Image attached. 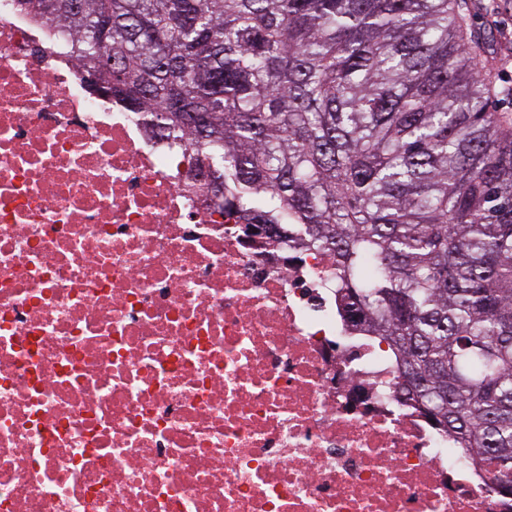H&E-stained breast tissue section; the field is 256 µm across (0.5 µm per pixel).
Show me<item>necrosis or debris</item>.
<instances>
[{
  "instance_id": "obj_1",
  "label": "necrosis or debris",
  "mask_w": 512,
  "mask_h": 512,
  "mask_svg": "<svg viewBox=\"0 0 512 512\" xmlns=\"http://www.w3.org/2000/svg\"><path fill=\"white\" fill-rule=\"evenodd\" d=\"M0 0V512H512L341 315L333 256Z\"/></svg>"
}]
</instances>
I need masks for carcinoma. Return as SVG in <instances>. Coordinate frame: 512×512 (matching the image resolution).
I'll use <instances>...</instances> for the list:
<instances>
[{
    "mask_svg": "<svg viewBox=\"0 0 512 512\" xmlns=\"http://www.w3.org/2000/svg\"><path fill=\"white\" fill-rule=\"evenodd\" d=\"M88 84L208 161L219 213L296 225L407 398L512 470V130L481 0H18Z\"/></svg>",
    "mask_w": 512,
    "mask_h": 512,
    "instance_id": "1",
    "label": "carcinoma"
}]
</instances>
